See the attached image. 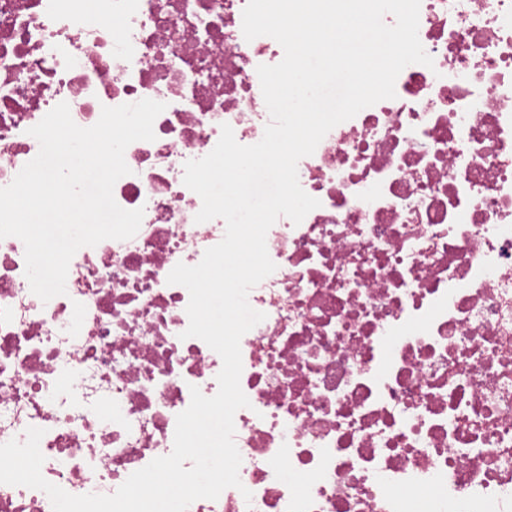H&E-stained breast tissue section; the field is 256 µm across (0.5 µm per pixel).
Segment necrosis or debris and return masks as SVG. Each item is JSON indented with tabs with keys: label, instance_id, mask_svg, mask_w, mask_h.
Masks as SVG:
<instances>
[{
	"label": "necrosis or debris",
	"instance_id": "obj_1",
	"mask_svg": "<svg viewBox=\"0 0 512 512\" xmlns=\"http://www.w3.org/2000/svg\"><path fill=\"white\" fill-rule=\"evenodd\" d=\"M246 4L0 0V188L57 104L81 127L166 105L113 188L138 232L80 248L65 294L41 301L23 242L0 240V443L43 429L42 475L70 494L116 492L172 451L191 387L218 391L167 277L226 230L196 222L186 162L270 121L257 68L284 51L244 39ZM418 37L433 67L298 163L320 205L272 225L276 269L248 294L265 318L240 341L242 486L188 512H512V0H421ZM0 512L52 504L0 484Z\"/></svg>",
	"mask_w": 512,
	"mask_h": 512
}]
</instances>
